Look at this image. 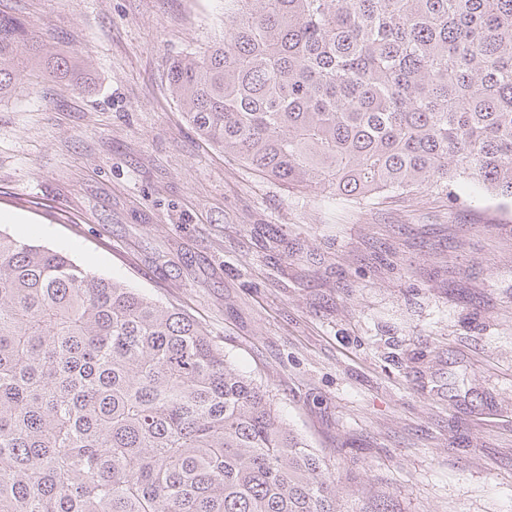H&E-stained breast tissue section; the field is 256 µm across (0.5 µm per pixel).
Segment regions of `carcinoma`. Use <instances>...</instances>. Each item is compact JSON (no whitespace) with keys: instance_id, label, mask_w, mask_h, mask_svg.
I'll list each match as a JSON object with an SVG mask.
<instances>
[{"instance_id":"cac0c4a2","label":"carcinoma","mask_w":512,"mask_h":512,"mask_svg":"<svg viewBox=\"0 0 512 512\" xmlns=\"http://www.w3.org/2000/svg\"><path fill=\"white\" fill-rule=\"evenodd\" d=\"M50 76L84 60L0 16ZM168 83L211 144L346 199L512 200V0H224ZM0 512H338L336 477L184 311L0 230Z\"/></svg>"}]
</instances>
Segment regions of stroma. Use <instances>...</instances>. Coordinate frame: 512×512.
I'll list each match as a JSON object with an SVG mask.
<instances>
[{
  "label": "stroma",
  "mask_w": 512,
  "mask_h": 512,
  "mask_svg": "<svg viewBox=\"0 0 512 512\" xmlns=\"http://www.w3.org/2000/svg\"><path fill=\"white\" fill-rule=\"evenodd\" d=\"M92 82L0 100V230L196 319L340 478V512H512V202L258 175L169 89L224 0H0Z\"/></svg>",
  "instance_id": "stroma-1"
}]
</instances>
